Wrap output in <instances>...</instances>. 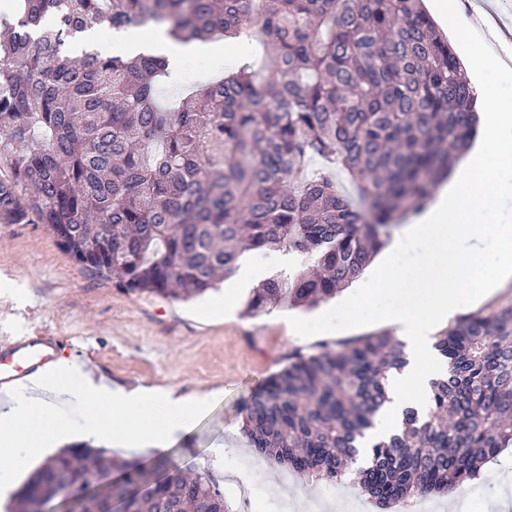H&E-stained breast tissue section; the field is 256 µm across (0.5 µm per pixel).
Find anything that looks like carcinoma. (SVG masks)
Masks as SVG:
<instances>
[{"instance_id":"obj_1","label":"carcinoma","mask_w":512,"mask_h":512,"mask_svg":"<svg viewBox=\"0 0 512 512\" xmlns=\"http://www.w3.org/2000/svg\"><path fill=\"white\" fill-rule=\"evenodd\" d=\"M151 27L178 42L259 41L264 63L159 102L168 55L74 57L90 29ZM476 97L421 0H19L0 25V224L47 226L95 278L137 294L202 296L248 251L314 269L273 275L247 311L336 296L419 214L465 151ZM435 347L447 371L428 411L365 446L407 363L384 334L298 353L256 392L250 447L304 477L348 476L382 510L446 494L512 447V304L460 319ZM164 477L127 512H229L202 474ZM144 466L80 444L49 457L14 512Z\"/></svg>"}]
</instances>
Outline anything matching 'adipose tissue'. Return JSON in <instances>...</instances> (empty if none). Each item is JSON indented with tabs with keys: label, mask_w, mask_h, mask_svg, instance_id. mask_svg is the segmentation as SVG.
Segmentation results:
<instances>
[{
	"label": "adipose tissue",
	"mask_w": 512,
	"mask_h": 512,
	"mask_svg": "<svg viewBox=\"0 0 512 512\" xmlns=\"http://www.w3.org/2000/svg\"><path fill=\"white\" fill-rule=\"evenodd\" d=\"M457 46L482 102L480 138L453 167L447 184L414 218L415 223L439 227L418 267L422 298L413 302L401 281L385 270L362 280L357 297L343 300L326 322L332 329L355 321L359 301L382 290L402 298L401 307L384 311L382 318L396 326L407 364L389 377V400L366 434L370 442L397 428L405 407L424 400L430 381L443 372L444 363L434 349L436 324L459 308L476 306L493 288L512 278V226L488 221L499 201L512 196V129L500 122L501 113L512 112V95L492 96L484 87L487 73L507 78L512 76V65L494 50L490 38H483L475 51L462 39ZM491 234L500 242L499 263L492 269L480 248ZM34 388L64 395L68 402L83 406L86 415L81 425L70 424L59 408L31 396ZM196 411V406L172 392L115 389L71 360L57 359L29 384L16 386L10 405L0 410V493L22 487L47 441L64 444L78 433L117 448L160 449L168 437L186 428Z\"/></svg>",
	"instance_id": "1"
}]
</instances>
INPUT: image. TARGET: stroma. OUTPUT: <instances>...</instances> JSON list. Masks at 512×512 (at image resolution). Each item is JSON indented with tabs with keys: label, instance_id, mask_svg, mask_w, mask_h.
<instances>
[{
	"label": "stroma",
	"instance_id": "stroma-1",
	"mask_svg": "<svg viewBox=\"0 0 512 512\" xmlns=\"http://www.w3.org/2000/svg\"><path fill=\"white\" fill-rule=\"evenodd\" d=\"M436 232L424 224L405 241L393 272L406 287H417V267ZM251 294L233 277L220 291L188 302L126 293L88 275L45 225L0 224V335L59 337V354L128 390L209 398L164 451L118 448L115 456H162L208 476L223 490L231 512H277L284 500H316L323 512H338L345 500L361 497L353 481L320 483L287 474L242 436L244 408L295 353L387 332L376 315L396 301L381 296L362 304L363 323L336 338L318 324L319 317L335 313V301L312 310L281 305L249 317ZM476 483L483 500L439 495L426 499L428 512H512V496L502 493L503 486H512V448L484 465Z\"/></svg>",
	"mask_w": 512,
	"mask_h": 512
}]
</instances>
